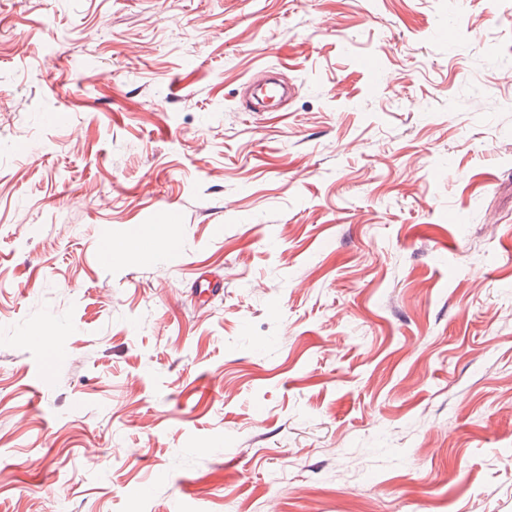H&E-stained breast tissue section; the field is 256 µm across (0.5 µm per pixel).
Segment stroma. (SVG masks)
I'll return each mask as SVG.
<instances>
[{
	"mask_svg": "<svg viewBox=\"0 0 512 512\" xmlns=\"http://www.w3.org/2000/svg\"><path fill=\"white\" fill-rule=\"evenodd\" d=\"M182 497L512 512V0H0V512Z\"/></svg>",
	"mask_w": 512,
	"mask_h": 512,
	"instance_id": "stroma-1",
	"label": "stroma"
}]
</instances>
